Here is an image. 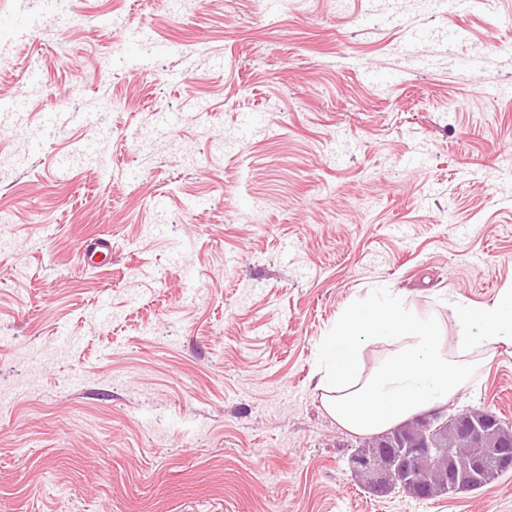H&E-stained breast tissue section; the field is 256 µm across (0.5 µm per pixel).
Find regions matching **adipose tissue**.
Returning <instances> with one entry per match:
<instances>
[{
  "mask_svg": "<svg viewBox=\"0 0 512 512\" xmlns=\"http://www.w3.org/2000/svg\"><path fill=\"white\" fill-rule=\"evenodd\" d=\"M459 343L512 346V291L474 305L448 302ZM390 350L371 371L361 365L364 344ZM317 349L322 363L316 388L327 414L358 434L383 432L414 414L446 404L465 386L469 368L450 359L443 326L418 315L413 303L388 288L348 307Z\"/></svg>",
  "mask_w": 512,
  "mask_h": 512,
  "instance_id": "obj_1",
  "label": "adipose tissue"
}]
</instances>
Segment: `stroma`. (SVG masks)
Masks as SVG:
<instances>
[{
  "instance_id": "obj_1",
  "label": "stroma",
  "mask_w": 512,
  "mask_h": 512,
  "mask_svg": "<svg viewBox=\"0 0 512 512\" xmlns=\"http://www.w3.org/2000/svg\"><path fill=\"white\" fill-rule=\"evenodd\" d=\"M0 0V512H512L370 495L315 388L368 289H512V0ZM103 235L112 263L83 266ZM449 412L512 425V347Z\"/></svg>"
}]
</instances>
